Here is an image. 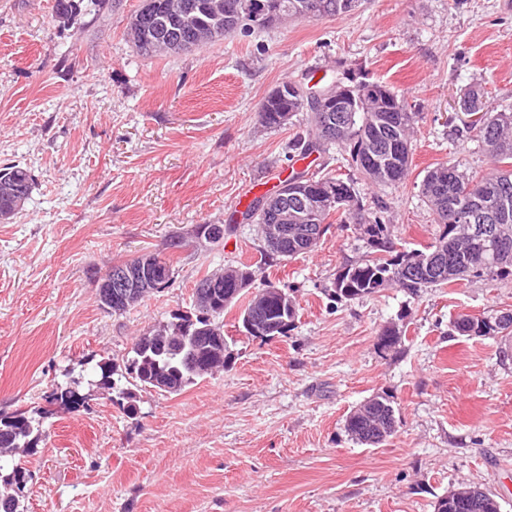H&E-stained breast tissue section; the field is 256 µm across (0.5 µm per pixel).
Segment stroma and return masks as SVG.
<instances>
[{
	"mask_svg": "<svg viewBox=\"0 0 512 512\" xmlns=\"http://www.w3.org/2000/svg\"><path fill=\"white\" fill-rule=\"evenodd\" d=\"M0 0V168L33 176L30 198L0 223V414L36 409L53 384L83 401L53 408L24 512H434L460 484L512 512V335L460 336L451 321L512 310V283L469 278L417 294L393 286L334 296L367 249L353 222L332 221L310 252L270 260L252 200L290 172L354 177L398 247L437 226L419 184L458 162L487 173L461 99L512 108V4L506 0H365L350 14L235 32L189 53L139 54L126 34L138 0ZM351 74L401 94L421 119L397 186L357 177L336 150L296 160L306 113L277 129L258 107L279 83ZM220 224L217 243L198 235ZM151 253L172 279L126 313L104 309L105 267ZM253 274L225 311L226 368L168 394L123 379L98 388V364L131 355L136 336L192 308L204 274ZM291 288L287 335L246 336L241 306L265 281ZM397 325V352L376 346ZM376 394L398 428L357 443L346 416ZM135 415H128V407Z\"/></svg>",
	"mask_w": 512,
	"mask_h": 512,
	"instance_id": "obj_1",
	"label": "stroma"
}]
</instances>
